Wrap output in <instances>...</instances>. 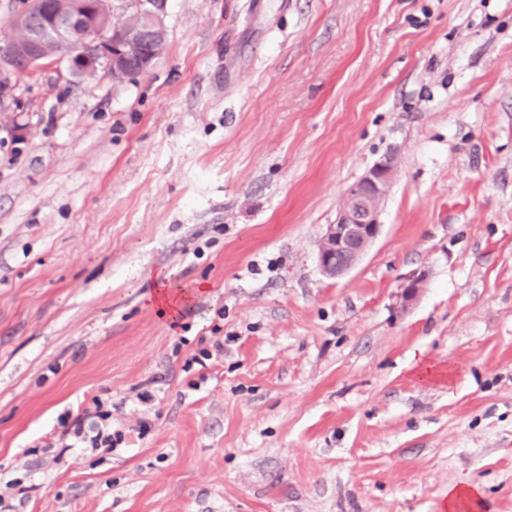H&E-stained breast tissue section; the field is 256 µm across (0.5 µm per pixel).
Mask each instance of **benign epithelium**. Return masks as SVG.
Wrapping results in <instances>:
<instances>
[{"mask_svg":"<svg viewBox=\"0 0 512 512\" xmlns=\"http://www.w3.org/2000/svg\"><path fill=\"white\" fill-rule=\"evenodd\" d=\"M146 20L140 31L110 26L112 0H18L8 24L21 36L0 46V80L22 76L47 61L64 62L73 77L100 71L123 82L147 72L165 50L167 0H133ZM395 173L391 157L377 162L343 194L336 222L326 225L318 250L319 266L330 278L354 268L380 233L379 207ZM424 274L408 277L398 298L404 308L421 293Z\"/></svg>","mask_w":512,"mask_h":512,"instance_id":"1","label":"benign epithelium"}]
</instances>
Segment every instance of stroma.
Returning <instances> with one entry per match:
<instances>
[{
  "label": "stroma",
  "mask_w": 512,
  "mask_h": 512,
  "mask_svg": "<svg viewBox=\"0 0 512 512\" xmlns=\"http://www.w3.org/2000/svg\"><path fill=\"white\" fill-rule=\"evenodd\" d=\"M165 24L125 82L0 85L11 512H448L468 482L512 512V0H168ZM389 154L380 235L326 278V225ZM99 400L124 441L70 447ZM425 282L424 274H414L408 277L400 286L398 298L403 308L412 305L421 293Z\"/></svg>",
  "instance_id": "stroma-1"
}]
</instances>
